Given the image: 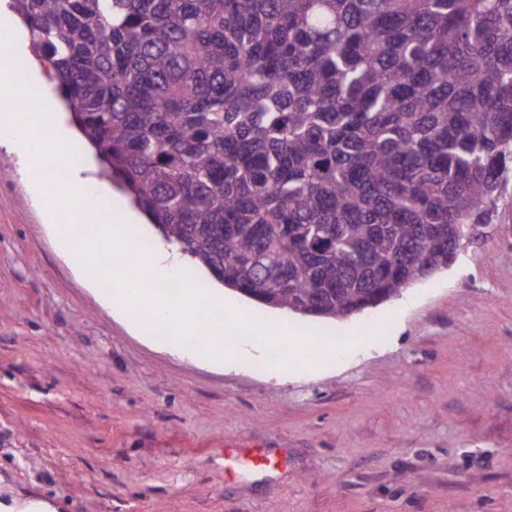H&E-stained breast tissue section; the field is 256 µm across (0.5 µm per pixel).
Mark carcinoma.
<instances>
[{"mask_svg":"<svg viewBox=\"0 0 512 512\" xmlns=\"http://www.w3.org/2000/svg\"><path fill=\"white\" fill-rule=\"evenodd\" d=\"M102 175L265 309L448 267L512 183V0H12Z\"/></svg>","mask_w":512,"mask_h":512,"instance_id":"obj_1","label":"carcinoma"}]
</instances>
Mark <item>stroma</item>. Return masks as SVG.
Returning a JSON list of instances; mask_svg holds the SVG:
<instances>
[{
    "label": "stroma",
    "instance_id": "obj_1",
    "mask_svg": "<svg viewBox=\"0 0 512 512\" xmlns=\"http://www.w3.org/2000/svg\"><path fill=\"white\" fill-rule=\"evenodd\" d=\"M0 145V503L56 512H512V207L447 270L347 318L305 373L139 336L62 252ZM113 212L152 224L97 172ZM261 448L265 473L225 468Z\"/></svg>",
    "mask_w": 512,
    "mask_h": 512
}]
</instances>
